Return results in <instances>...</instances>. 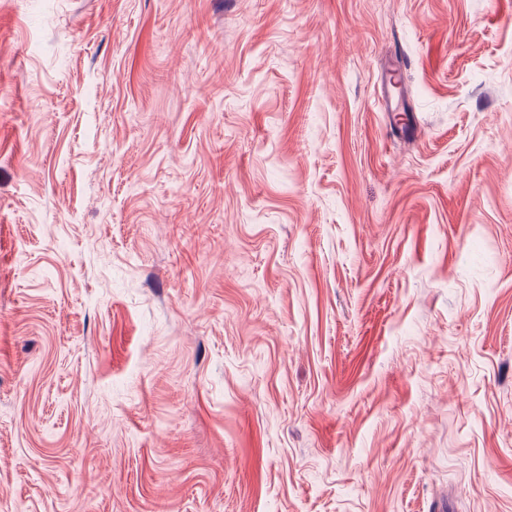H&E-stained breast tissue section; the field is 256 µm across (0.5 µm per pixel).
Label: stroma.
Listing matches in <instances>:
<instances>
[{
	"label": "stroma",
	"instance_id": "obj_1",
	"mask_svg": "<svg viewBox=\"0 0 512 512\" xmlns=\"http://www.w3.org/2000/svg\"><path fill=\"white\" fill-rule=\"evenodd\" d=\"M441 503L512 512V0H0V512ZM398 75V69L394 68L391 73H389L382 80L381 86V94L378 97V107L380 112H386V116L389 119L390 124H393L394 118L397 115H393L392 112H398L397 107L394 106V100L398 96L394 89V84H396V76Z\"/></svg>",
	"mask_w": 512,
	"mask_h": 512
}]
</instances>
